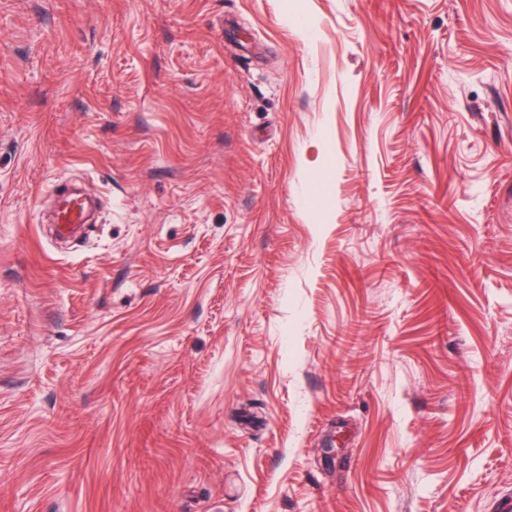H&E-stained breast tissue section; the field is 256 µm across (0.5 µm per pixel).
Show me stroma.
<instances>
[{"instance_id":"stroma-1","label":"stroma","mask_w":512,"mask_h":512,"mask_svg":"<svg viewBox=\"0 0 512 512\" xmlns=\"http://www.w3.org/2000/svg\"><path fill=\"white\" fill-rule=\"evenodd\" d=\"M509 490L512 0H0V512ZM88 215V206L79 197L62 200L56 214L58 232L66 234L73 224H85Z\"/></svg>"}]
</instances>
